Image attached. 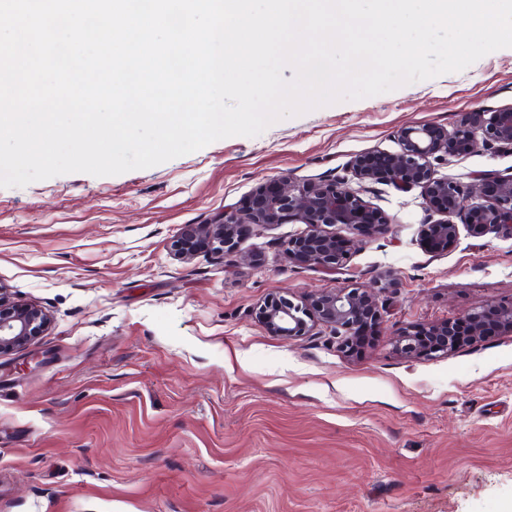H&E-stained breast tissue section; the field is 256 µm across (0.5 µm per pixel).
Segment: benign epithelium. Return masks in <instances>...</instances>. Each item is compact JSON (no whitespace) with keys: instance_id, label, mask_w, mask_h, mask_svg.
Wrapping results in <instances>:
<instances>
[{"instance_id":"benign-epithelium-1","label":"benign epithelium","mask_w":512,"mask_h":512,"mask_svg":"<svg viewBox=\"0 0 512 512\" xmlns=\"http://www.w3.org/2000/svg\"><path fill=\"white\" fill-rule=\"evenodd\" d=\"M398 139L400 151L359 155L352 171L361 182L383 181L402 192L421 190L425 209L441 216L422 226L421 240L427 250L442 252L456 246L461 225L475 238L491 229L512 232V177L484 174L470 188L438 176L433 165L435 160L469 155L482 142L512 148V106L487 119L483 113L473 112L451 132L430 125L408 126L400 130ZM454 216L461 224L452 220ZM294 219L308 225V231L288 241V260L324 271L335 270L345 256L337 248L336 227L368 234L389 224L386 215L343 180L295 183L280 176L259 186L243 205L224 209L215 222L185 225L174 241L175 251L183 260L198 251L233 254L241 227L285 224ZM382 279L384 286L376 290L338 288L319 292L304 305L285 295L270 296L259 305L258 317L272 334L288 340L306 335L316 325L326 326L347 350L353 347L360 328H378L382 323L378 293L390 287V278L384 274ZM49 324L40 307L14 301L10 290L0 284V355L27 344ZM505 333L512 334V300L478 306L451 323L406 329L395 337L394 344L400 353L422 358L446 355L465 341Z\"/></svg>"}]
</instances>
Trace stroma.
Instances as JSON below:
<instances>
[{
    "label": "stroma",
    "mask_w": 512,
    "mask_h": 512,
    "mask_svg": "<svg viewBox=\"0 0 512 512\" xmlns=\"http://www.w3.org/2000/svg\"><path fill=\"white\" fill-rule=\"evenodd\" d=\"M512 106V48L460 72L281 119L148 168L0 188V283L51 317L0 356V512H512V335L407 358L393 338L512 299V236L460 234L427 252L419 190L369 184L390 219L348 228L333 272L289 262L293 221L237 253L181 261L172 243L268 178L340 179L400 149L415 124L454 129ZM472 184L512 176L489 144L435 165ZM261 261L246 264L242 255ZM390 273L384 289L379 276ZM381 288L382 324L349 354L329 328L274 336L257 308Z\"/></svg>",
    "instance_id": "35a3bbf8"
}]
</instances>
